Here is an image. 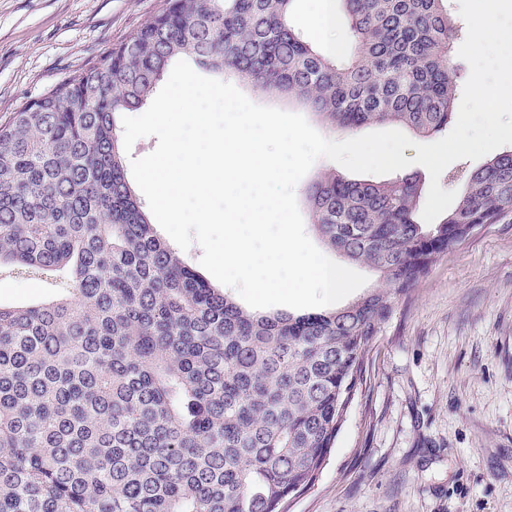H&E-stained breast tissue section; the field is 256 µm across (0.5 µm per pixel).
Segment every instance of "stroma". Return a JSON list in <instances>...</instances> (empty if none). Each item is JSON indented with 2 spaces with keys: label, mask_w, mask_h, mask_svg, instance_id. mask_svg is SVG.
<instances>
[{
  "label": "stroma",
  "mask_w": 512,
  "mask_h": 512,
  "mask_svg": "<svg viewBox=\"0 0 512 512\" xmlns=\"http://www.w3.org/2000/svg\"><path fill=\"white\" fill-rule=\"evenodd\" d=\"M163 0H0V120ZM288 512H512V224L441 257L372 341L314 486Z\"/></svg>",
  "instance_id": "obj_1"
}]
</instances>
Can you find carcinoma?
<instances>
[{
	"label": "carcinoma",
	"mask_w": 512,
	"mask_h": 512,
	"mask_svg": "<svg viewBox=\"0 0 512 512\" xmlns=\"http://www.w3.org/2000/svg\"><path fill=\"white\" fill-rule=\"evenodd\" d=\"M294 0H164L92 66L0 124V274L64 277L0 304V512H287L314 486L393 299L465 241L512 223V149L450 174L427 229L416 174L333 170L306 190L324 244L379 285L319 312L259 314L162 241L127 178L116 115L173 60L287 96L331 130L448 128L458 92L447 0H337L348 52L290 21Z\"/></svg>",
	"instance_id": "1"
}]
</instances>
